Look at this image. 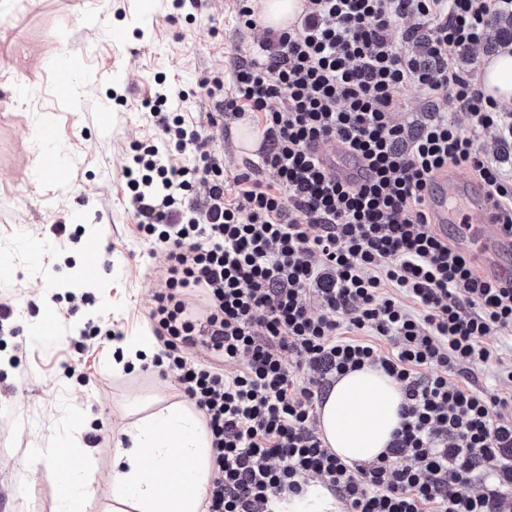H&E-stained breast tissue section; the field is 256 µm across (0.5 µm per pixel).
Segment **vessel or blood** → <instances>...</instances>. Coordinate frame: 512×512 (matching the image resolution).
Here are the masks:
<instances>
[{
	"instance_id": "b4317fda",
	"label": "vessel or blood",
	"mask_w": 512,
	"mask_h": 512,
	"mask_svg": "<svg viewBox=\"0 0 512 512\" xmlns=\"http://www.w3.org/2000/svg\"><path fill=\"white\" fill-rule=\"evenodd\" d=\"M318 155L338 179H361V163L350 158L341 145L333 143L319 147ZM428 208L431 220L439 230H447L452 224L459 225L460 248L476 251L485 274L505 276L499 259L512 252V236L498 224L486 187L457 172L441 173L434 179Z\"/></svg>"
}]
</instances>
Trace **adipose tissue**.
<instances>
[{"mask_svg": "<svg viewBox=\"0 0 512 512\" xmlns=\"http://www.w3.org/2000/svg\"><path fill=\"white\" fill-rule=\"evenodd\" d=\"M481 87L495 103L512 102V50L485 61ZM402 394L383 373L365 368L337 379L321 410L320 429L343 461L369 462L399 427ZM210 443L200 419L179 407L140 426L113 466L114 512H203Z\"/></svg>", "mask_w": 512, "mask_h": 512, "instance_id": "obj_1", "label": "adipose tissue"}]
</instances>
